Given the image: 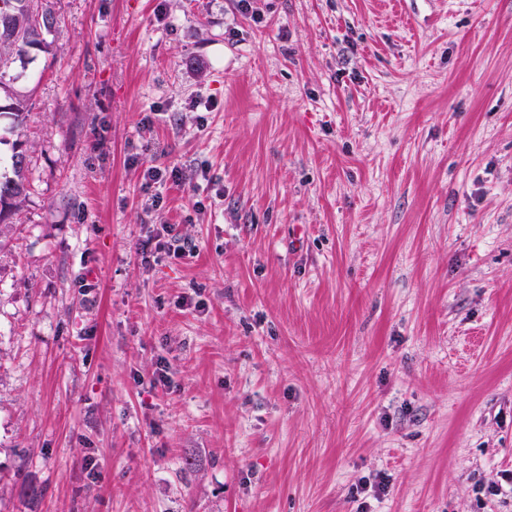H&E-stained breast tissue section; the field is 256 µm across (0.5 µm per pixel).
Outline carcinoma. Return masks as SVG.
Segmentation results:
<instances>
[{
	"label": "carcinoma",
	"instance_id": "obj_1",
	"mask_svg": "<svg viewBox=\"0 0 512 512\" xmlns=\"http://www.w3.org/2000/svg\"><path fill=\"white\" fill-rule=\"evenodd\" d=\"M50 0H0V96L11 103L0 111L8 110L13 116L12 129L23 125L30 110L29 98L17 93L13 84L22 76L13 72V65L26 64L30 51L50 46L47 36L51 35L56 17L49 6ZM10 164L14 177L0 180V221L14 214L28 192L23 176L29 161L21 150V143L13 144Z\"/></svg>",
	"mask_w": 512,
	"mask_h": 512
}]
</instances>
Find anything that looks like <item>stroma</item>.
Wrapping results in <instances>:
<instances>
[{
  "label": "stroma",
  "mask_w": 512,
  "mask_h": 512,
  "mask_svg": "<svg viewBox=\"0 0 512 512\" xmlns=\"http://www.w3.org/2000/svg\"><path fill=\"white\" fill-rule=\"evenodd\" d=\"M251 5L51 4L0 512H512V0Z\"/></svg>",
  "instance_id": "35a3bbf8"
}]
</instances>
